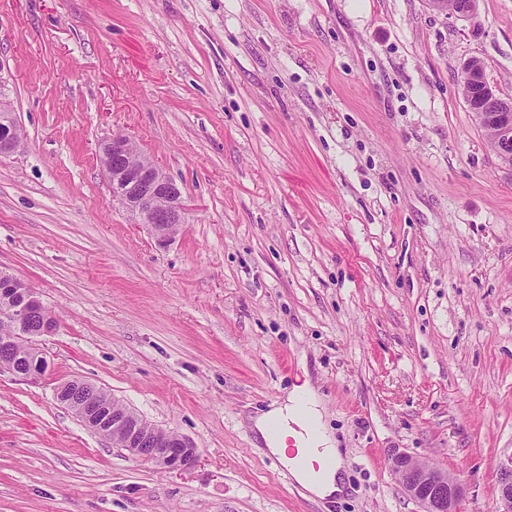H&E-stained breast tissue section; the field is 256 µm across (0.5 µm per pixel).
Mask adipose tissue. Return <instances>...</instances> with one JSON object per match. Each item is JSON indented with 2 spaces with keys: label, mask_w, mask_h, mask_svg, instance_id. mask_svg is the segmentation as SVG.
<instances>
[{
  "label": "adipose tissue",
  "mask_w": 512,
  "mask_h": 512,
  "mask_svg": "<svg viewBox=\"0 0 512 512\" xmlns=\"http://www.w3.org/2000/svg\"><path fill=\"white\" fill-rule=\"evenodd\" d=\"M254 428L268 453L311 495L326 499L343 494L344 461L311 381L292 386L280 405L256 419Z\"/></svg>",
  "instance_id": "adipose-tissue-1"
}]
</instances>
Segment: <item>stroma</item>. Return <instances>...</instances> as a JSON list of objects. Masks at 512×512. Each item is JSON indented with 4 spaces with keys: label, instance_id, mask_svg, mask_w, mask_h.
<instances>
[{
    "label": "stroma",
    "instance_id": "obj_1",
    "mask_svg": "<svg viewBox=\"0 0 512 512\" xmlns=\"http://www.w3.org/2000/svg\"><path fill=\"white\" fill-rule=\"evenodd\" d=\"M512 98V0H0L23 145L0 270L57 318L47 373H0V512H420L405 452L495 512L512 448V167L467 106ZM133 138L180 187L164 247L113 201ZM309 374L347 473L309 497L251 419ZM82 378L190 438L135 460L54 398Z\"/></svg>",
    "mask_w": 512,
    "mask_h": 512
}]
</instances>
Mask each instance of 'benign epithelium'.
<instances>
[{
  "instance_id": "1",
  "label": "benign epithelium",
  "mask_w": 512,
  "mask_h": 512,
  "mask_svg": "<svg viewBox=\"0 0 512 512\" xmlns=\"http://www.w3.org/2000/svg\"><path fill=\"white\" fill-rule=\"evenodd\" d=\"M462 74L464 83L472 88L470 106L481 121L497 129L500 139L512 140V98L498 95L485 75L479 73L473 60L463 64ZM17 126L15 114L6 97L4 81L0 79V130L8 132V135L0 138L1 157L17 150L12 138ZM101 155L112 199L137 214L158 243H168L179 225L185 223V207L178 185L152 163H131L125 168L110 165L111 156L137 155V146L128 136H114L103 143ZM15 282L11 274L0 271V294L15 296L14 305L1 312L0 319L19 328L28 308L41 304V300L36 289L17 288ZM47 368V360L38 343H30L29 368L21 375L36 380L46 373ZM70 384L71 381L67 380L56 387V400L67 406L76 403L83 425L96 433L121 438L123 450L128 455L168 472H185L198 462V449L190 439L149 423L124 405L108 415L110 421H105L97 386L89 382L84 383V388L70 399H64ZM391 467L403 490L421 506L422 512H460L464 488L456 479L405 452L392 456ZM497 491V512H512V451L503 454L499 461Z\"/></svg>"
}]
</instances>
